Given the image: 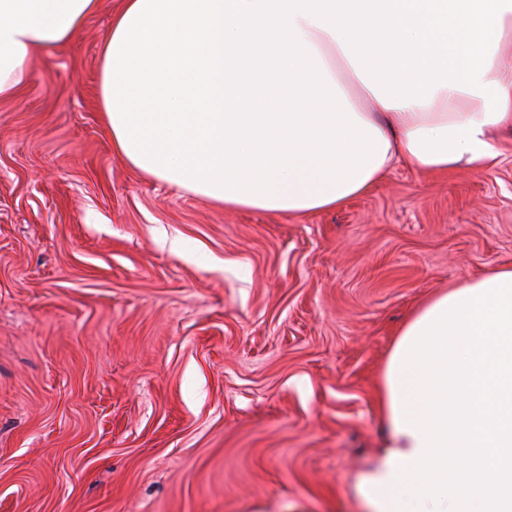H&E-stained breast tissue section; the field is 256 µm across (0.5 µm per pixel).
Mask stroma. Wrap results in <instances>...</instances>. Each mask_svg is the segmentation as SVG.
Here are the masks:
<instances>
[{
  "label": "stroma",
  "mask_w": 512,
  "mask_h": 512,
  "mask_svg": "<svg viewBox=\"0 0 512 512\" xmlns=\"http://www.w3.org/2000/svg\"><path fill=\"white\" fill-rule=\"evenodd\" d=\"M122 0L0 101V512H359L400 327L512 265V131L341 207L227 209L112 148Z\"/></svg>",
  "instance_id": "stroma-1"
}]
</instances>
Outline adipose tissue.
<instances>
[{"label":"adipose tissue","mask_w":512,"mask_h":512,"mask_svg":"<svg viewBox=\"0 0 512 512\" xmlns=\"http://www.w3.org/2000/svg\"><path fill=\"white\" fill-rule=\"evenodd\" d=\"M98 0H0V100ZM512 0H123L100 107L135 170L227 208H337L394 162L475 172L512 129ZM365 512H512V267L419 306L382 379ZM457 453L458 493L432 475Z\"/></svg>","instance_id":"adipose-tissue-1"}]
</instances>
